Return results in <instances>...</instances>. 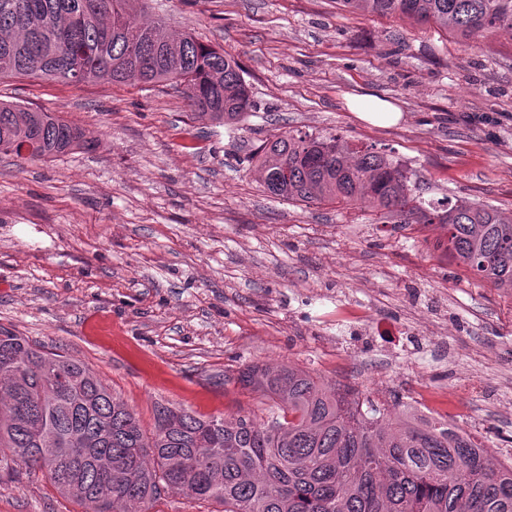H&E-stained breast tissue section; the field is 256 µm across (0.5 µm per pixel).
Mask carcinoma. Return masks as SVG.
Masks as SVG:
<instances>
[{
  "instance_id": "cac0c4a2",
  "label": "carcinoma",
  "mask_w": 512,
  "mask_h": 512,
  "mask_svg": "<svg viewBox=\"0 0 512 512\" xmlns=\"http://www.w3.org/2000/svg\"><path fill=\"white\" fill-rule=\"evenodd\" d=\"M345 11L432 23L464 42L512 32V0H336ZM144 0H0V79L170 85L223 125L251 108L235 58L192 35L136 20ZM134 33L133 48L125 33ZM49 161L85 148L80 128L0 101V154ZM270 196L288 202L372 199L382 217L448 227V253L512 288V222L458 199L429 208L407 193L401 164L334 137L274 134L248 158ZM288 181H275L283 167ZM237 383L273 400L267 419H202L159 404L145 435L89 367L0 327V480L46 473L87 512H149L165 491L222 512H512V466L465 432L421 421L395 392L353 398L290 364L248 365Z\"/></svg>"
}]
</instances>
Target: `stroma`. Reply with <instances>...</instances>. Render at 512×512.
I'll use <instances>...</instances> for the list:
<instances>
[{
	"label": "stroma",
	"instance_id": "35a3bbf8",
	"mask_svg": "<svg viewBox=\"0 0 512 512\" xmlns=\"http://www.w3.org/2000/svg\"><path fill=\"white\" fill-rule=\"evenodd\" d=\"M147 20L224 49L254 103L194 114L170 86L0 80V100L78 125L90 147L0 154V326L91 368L152 432L157 404L259 413L245 365L433 397L488 448L512 445V288L467 271L439 224L368 204L269 197L247 159L302 130L402 164L422 203L512 220V33L468 45L336 0H152ZM401 121L357 119L352 95ZM0 512H84L43 473L0 480ZM348 107L359 120L378 127L396 125L402 115L391 102L370 95L351 96Z\"/></svg>",
	"mask_w": 512,
	"mask_h": 512
}]
</instances>
